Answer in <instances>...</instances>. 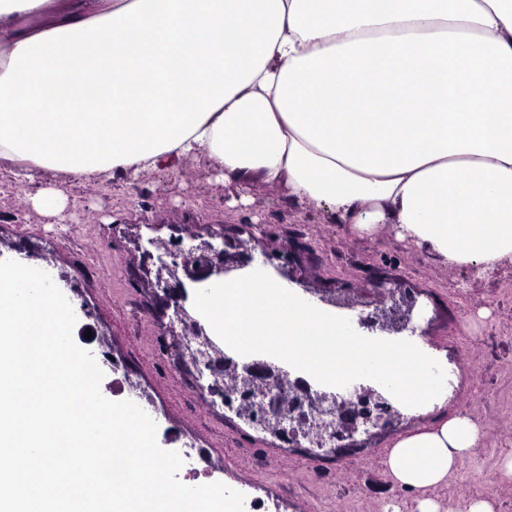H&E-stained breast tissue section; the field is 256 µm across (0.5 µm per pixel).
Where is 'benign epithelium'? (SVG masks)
<instances>
[{
  "mask_svg": "<svg viewBox=\"0 0 512 512\" xmlns=\"http://www.w3.org/2000/svg\"><path fill=\"white\" fill-rule=\"evenodd\" d=\"M155 241L148 240V246ZM148 246H138L144 266L156 267L154 293L174 318L166 335L195 368L201 388L213 393L219 383L224 387V406L249 425L280 442V446L313 448H350L359 433L371 436L396 428L404 419L395 398L385 389L361 384L353 390L320 391L302 378L290 380V373L278 364L263 359L234 357L214 347L208 332L195 320L186 304L189 289H202L213 276H225L247 268L253 261L252 250L239 243L222 240L217 244L202 239L189 248L182 241H171L163 252L155 254ZM420 312L416 300L397 294L394 288L380 293V300L370 312H360L357 323L372 330L379 327L391 333L416 332ZM194 328L196 342H183L176 325Z\"/></svg>",
  "mask_w": 512,
  "mask_h": 512,
  "instance_id": "benign-epithelium-1",
  "label": "benign epithelium"
}]
</instances>
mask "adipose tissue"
Here are the masks:
<instances>
[{"label": "adipose tissue", "mask_w": 512, "mask_h": 512, "mask_svg": "<svg viewBox=\"0 0 512 512\" xmlns=\"http://www.w3.org/2000/svg\"><path fill=\"white\" fill-rule=\"evenodd\" d=\"M201 157L443 266L512 263V0H0V162L91 183ZM486 430L384 466L417 512Z\"/></svg>", "instance_id": "ef3b65f1"}]
</instances>
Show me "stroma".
<instances>
[{
  "mask_svg": "<svg viewBox=\"0 0 512 512\" xmlns=\"http://www.w3.org/2000/svg\"><path fill=\"white\" fill-rule=\"evenodd\" d=\"M61 181L77 224L94 227V237L55 231L27 203L32 185L15 182L0 164V258L64 278L63 294L76 312L73 340L88 348L90 337L104 339L123 362L122 372L145 398L157 425V441L170 430L184 441L212 449L226 486L248 484L268 499L271 512H413L412 502L388 476L385 454L398 435L462 414L464 403L482 409L492 432L489 446L474 449L462 464L457 484L434 496L442 512H465L467 501L487 498L496 512H512V483L498 479L501 459L512 455V419L502 409L512 399V264L478 276L465 267H444L398 237L395 229L361 235L337 224L322 211L296 208L282 187L248 189L246 202L203 159L185 160L175 173L126 171L94 183L59 180L43 173L40 185ZM250 241L256 262L265 253L288 247V275L298 293L333 297L338 289L362 301L376 298L378 282L415 294L425 316L424 340L453 381L440 405L405 417L398 431L358 437L352 448L317 454L312 448H282L233 414L204 419L189 416L184 397L195 385L192 365L178 351L162 346L172 310L163 309L152 288L155 273L145 270L136 250L138 238L213 234ZM251 448L266 460L261 473L248 471L238 452ZM327 471L313 483L312 464Z\"/></svg>",
  "mask_w": 512,
  "mask_h": 512,
  "instance_id": "obj_1",
  "label": "stroma"
}]
</instances>
